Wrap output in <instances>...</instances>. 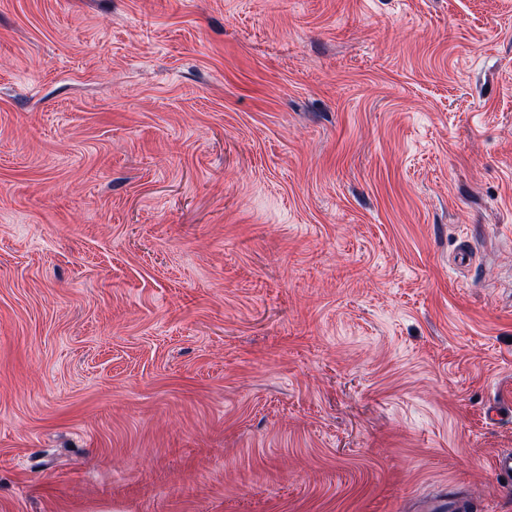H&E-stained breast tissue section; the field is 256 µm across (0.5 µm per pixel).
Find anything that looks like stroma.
<instances>
[{
    "instance_id": "stroma-1",
    "label": "stroma",
    "mask_w": 512,
    "mask_h": 512,
    "mask_svg": "<svg viewBox=\"0 0 512 512\" xmlns=\"http://www.w3.org/2000/svg\"><path fill=\"white\" fill-rule=\"evenodd\" d=\"M508 381L512 0H0V512H512ZM448 510V512H481L484 511L482 506L465 495L448 492L447 498H442L438 502L430 503L423 501L419 510Z\"/></svg>"
}]
</instances>
